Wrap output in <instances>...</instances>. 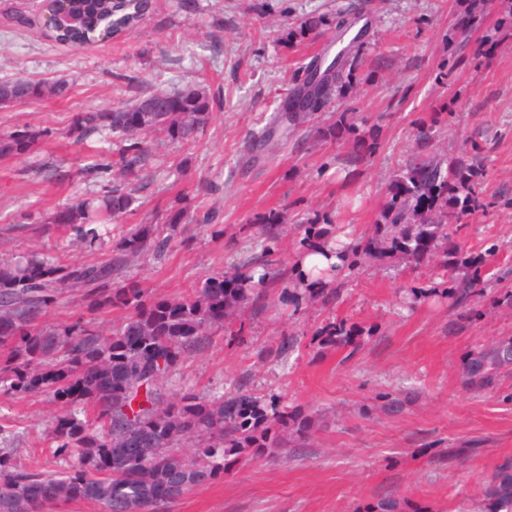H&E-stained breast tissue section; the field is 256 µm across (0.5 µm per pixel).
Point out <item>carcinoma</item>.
I'll return each mask as SVG.
<instances>
[{"label": "carcinoma", "instance_id": "obj_1", "mask_svg": "<svg viewBox=\"0 0 512 512\" xmlns=\"http://www.w3.org/2000/svg\"><path fill=\"white\" fill-rule=\"evenodd\" d=\"M69 8L82 16V23L54 36L72 46L120 33L140 20L118 0H71ZM345 79L333 64L321 74H309L288 92L279 111L288 113L294 126L308 123ZM66 93L63 80L0 83V99L15 103ZM211 114L209 94L200 84L174 95L155 89L129 108L79 113L75 130L82 137L107 130L117 139L118 162L91 166L97 174H112L114 185L96 202L74 198L52 223L94 245L100 226L131 210L134 196L126 179L138 177L148 160L147 135L191 145ZM32 142L30 134L0 137V154H23ZM473 173L465 164L446 165L434 157L407 165L390 182L376 232L406 256L440 247L445 257H452L459 244L450 240L449 224L478 207ZM284 222L278 213L265 217L262 254H271L276 226ZM167 246L168 240L151 242L146 230L136 229L121 241L122 256L116 262L131 263L150 249L161 254ZM465 265L466 274L448 275V295L465 318L475 320L482 315L477 299L484 295L486 281L479 260ZM264 282L243 273L229 279L210 276L201 287L170 300L154 298L134 284L112 286L110 264L71 265L58 256L31 253L1 265L0 381L15 394L48 391L63 405L51 435L53 454L65 467L52 473L22 468L0 449V512H47L60 501H91L101 512H161L195 486L281 447L282 439L272 432L255 397L205 399L186 392L170 403L159 397V388L172 381L183 354L224 327L225 317L244 302L256 309L265 306ZM73 285L87 287L96 307L124 311L121 324L108 333L80 320L42 327L58 294ZM511 372L509 337L473 353L465 384L486 385ZM182 443L189 448L173 453ZM488 496L491 512H512V460L499 466Z\"/></svg>", "mask_w": 512, "mask_h": 512}]
</instances>
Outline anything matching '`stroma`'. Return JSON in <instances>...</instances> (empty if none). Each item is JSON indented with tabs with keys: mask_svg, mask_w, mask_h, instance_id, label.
<instances>
[{
	"mask_svg": "<svg viewBox=\"0 0 512 512\" xmlns=\"http://www.w3.org/2000/svg\"><path fill=\"white\" fill-rule=\"evenodd\" d=\"M147 2L121 36L72 47L46 29L41 0H0V81L70 85L63 99L0 108V134L36 137L28 152L0 155V265L31 251L110 263L143 227L167 238V252L119 266L113 283L172 299L204 277H231L260 255L264 217L285 216L267 307L213 331L160 393L248 394L310 431L285 432L284 452L194 487L165 512H375L388 500L394 512H489L485 489L512 459V373L481 387L465 379L473 351L512 336V310L485 298L482 318L461 319L439 257L392 253L372 236L391 177L420 155L418 128L433 123L432 151L474 165L483 191L448 234L463 257L482 258L491 287L512 291V0H197L190 15L179 0ZM314 16L324 26L301 32ZM346 27L360 34L345 65L352 80L313 120L335 126V138L303 126L275 153L252 150L321 42ZM191 84L212 103L196 143L157 148L133 181L131 212L100 227L95 246L57 250L49 217L74 196L103 195L105 179L85 169L113 151L109 134L77 139L76 115ZM310 221L337 243L372 246L353 274L332 267L308 279L310 296L288 295L276 274L299 268L309 250L299 227ZM79 317L108 329L123 314L93 313L77 287L45 322ZM341 331L351 346L332 343ZM61 411L50 393L0 386V425L14 433L19 465L60 468L50 430ZM456 448L472 454L452 457Z\"/></svg>",
	"mask_w": 512,
	"mask_h": 512,
	"instance_id": "obj_1",
	"label": "stroma"
}]
</instances>
